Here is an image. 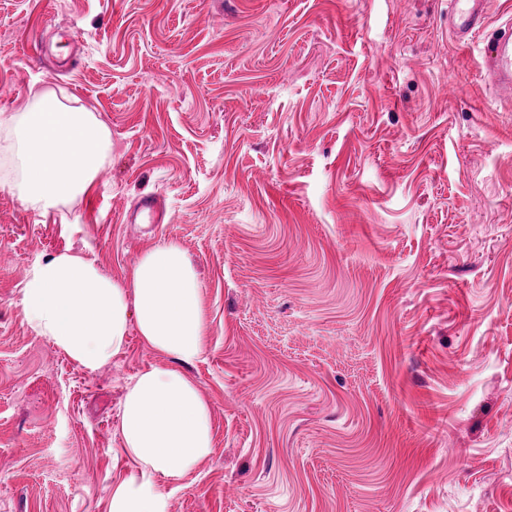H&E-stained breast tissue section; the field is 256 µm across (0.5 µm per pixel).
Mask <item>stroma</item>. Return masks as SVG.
Wrapping results in <instances>:
<instances>
[{"mask_svg": "<svg viewBox=\"0 0 512 512\" xmlns=\"http://www.w3.org/2000/svg\"><path fill=\"white\" fill-rule=\"evenodd\" d=\"M448 0H0V113L64 91L112 151L65 215L0 187V512H111L120 406L21 289L178 242L214 448L167 512H512V99ZM163 195L166 224H135Z\"/></svg>", "mask_w": 512, "mask_h": 512, "instance_id": "obj_1", "label": "stroma"}]
</instances>
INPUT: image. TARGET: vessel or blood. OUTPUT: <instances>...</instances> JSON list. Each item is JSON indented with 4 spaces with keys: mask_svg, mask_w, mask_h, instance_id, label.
I'll return each instance as SVG.
<instances>
[{
    "mask_svg": "<svg viewBox=\"0 0 512 512\" xmlns=\"http://www.w3.org/2000/svg\"><path fill=\"white\" fill-rule=\"evenodd\" d=\"M448 30L456 42L488 33L486 83L497 95L512 98V19L488 29V0H448Z\"/></svg>",
    "mask_w": 512,
    "mask_h": 512,
    "instance_id": "b4317fda",
    "label": "vessel or blood"
}]
</instances>
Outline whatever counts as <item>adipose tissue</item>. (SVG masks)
<instances>
[{
  "instance_id": "ef3b65f1",
  "label": "adipose tissue",
  "mask_w": 512,
  "mask_h": 512,
  "mask_svg": "<svg viewBox=\"0 0 512 512\" xmlns=\"http://www.w3.org/2000/svg\"><path fill=\"white\" fill-rule=\"evenodd\" d=\"M112 148L104 122L54 91H35L21 112L0 113V186L49 212L87 192ZM27 323L85 370L108 365L130 330L167 357L128 382L120 432L133 463L112 490V512H167L160 481L193 472L214 446L211 407L186 374L204 353L201 283L185 250L168 241L133 262L128 278L63 251L35 262L22 288Z\"/></svg>"
}]
</instances>
